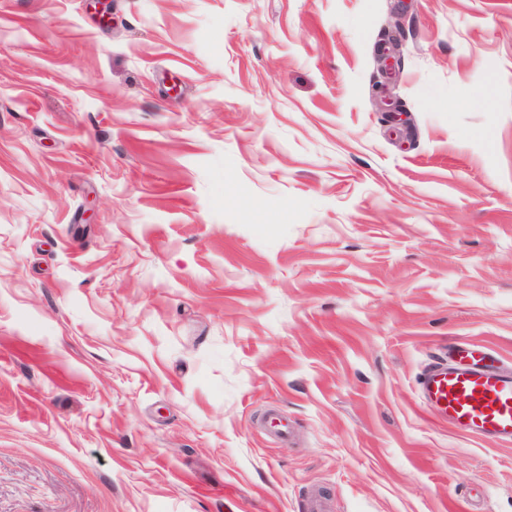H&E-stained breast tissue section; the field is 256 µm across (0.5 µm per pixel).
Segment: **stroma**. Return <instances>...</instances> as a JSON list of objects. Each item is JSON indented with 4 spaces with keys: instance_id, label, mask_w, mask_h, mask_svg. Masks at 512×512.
<instances>
[{
    "instance_id": "obj_1",
    "label": "stroma",
    "mask_w": 512,
    "mask_h": 512,
    "mask_svg": "<svg viewBox=\"0 0 512 512\" xmlns=\"http://www.w3.org/2000/svg\"><path fill=\"white\" fill-rule=\"evenodd\" d=\"M453 341L512 368V0H0V512H512ZM400 25L398 29H387L377 46L378 78L372 84V93L378 96V104L386 114L388 122H396L406 131L411 130V118L401 107L400 101L393 98L390 86L396 76V65L400 46ZM418 385L422 400L453 431L512 443V375L496 370L489 349L468 343L448 348L444 359L421 374Z\"/></svg>"
}]
</instances>
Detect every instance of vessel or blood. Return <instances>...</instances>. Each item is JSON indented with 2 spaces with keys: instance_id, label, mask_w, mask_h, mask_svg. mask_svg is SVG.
Returning <instances> with one entry per match:
<instances>
[{
  "instance_id": "vessel-or-blood-1",
  "label": "vessel or blood",
  "mask_w": 512,
  "mask_h": 512,
  "mask_svg": "<svg viewBox=\"0 0 512 512\" xmlns=\"http://www.w3.org/2000/svg\"><path fill=\"white\" fill-rule=\"evenodd\" d=\"M422 400L463 435L512 443V375L497 371L489 349L463 343L419 378Z\"/></svg>"
}]
</instances>
